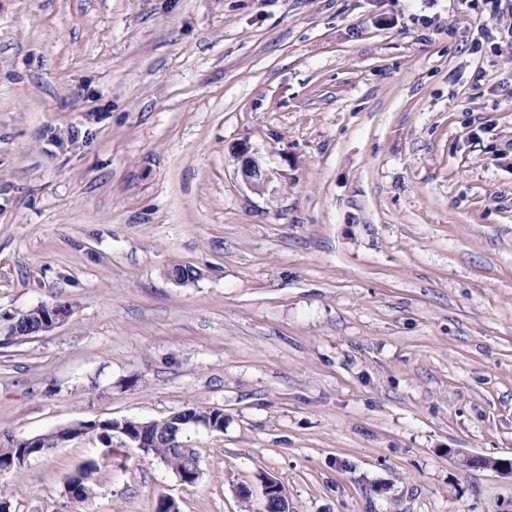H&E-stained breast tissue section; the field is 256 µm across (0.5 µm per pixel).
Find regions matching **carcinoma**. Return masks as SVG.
I'll use <instances>...</instances> for the list:
<instances>
[{"mask_svg":"<svg viewBox=\"0 0 512 512\" xmlns=\"http://www.w3.org/2000/svg\"><path fill=\"white\" fill-rule=\"evenodd\" d=\"M59 312L69 315L71 314V306L62 303L41 305L21 314L14 318V323L17 324V334L10 335L9 340L23 341L27 339V335L39 330L42 317H48ZM191 421L211 423L222 427L224 426V412L216 409L199 410L194 407H186L183 409V413L175 416L171 423L163 427L157 422L137 419L132 420L131 423L127 424V427L130 428L135 424L138 426L139 431L155 441L154 447L146 449V453L159 459L178 476L183 477L190 470L191 460L196 458V455L188 449L182 451L170 446L166 434L176 429L178 430L177 438H183ZM122 425L124 424L121 420L114 422L110 419H104L91 422L90 428L91 433L96 435L104 446L110 448L112 447V435L119 432V427ZM25 451H27V444L24 442L15 444L11 448H0V464L3 466L11 465ZM97 469L98 464L91 461L80 468L76 474L68 477V481H75L83 487L81 493L71 497L73 503L83 504L92 497L94 494L93 475Z\"/></svg>","mask_w":512,"mask_h":512,"instance_id":"cac0c4a2","label":"carcinoma"}]
</instances>
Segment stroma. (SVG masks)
<instances>
[{
  "instance_id": "1",
  "label": "stroma",
  "mask_w": 512,
  "mask_h": 512,
  "mask_svg": "<svg viewBox=\"0 0 512 512\" xmlns=\"http://www.w3.org/2000/svg\"><path fill=\"white\" fill-rule=\"evenodd\" d=\"M487 0H0V435L112 439L85 512H512V42ZM248 143L268 178L249 187ZM193 266L194 281L169 276ZM73 314L20 344L11 317ZM75 440L0 473L73 512ZM183 410V413L175 416V418L171 421L170 424L165 425L164 427H160L158 422L152 421H141L137 419H124L130 420V423L126 425L127 428H132L134 431H141L145 434V436L149 437L151 440H155L154 448H151L150 439L145 438L142 435L133 436L130 434L122 433L125 437L132 443L134 446H129L131 448H137L138 450L144 452L145 454H150L153 457L159 459L161 462L166 464L169 468H171L178 476H180L181 481L187 484V481H184L182 478L185 476L189 470L196 471L199 473L197 468L199 466L195 464L191 469V459H195L198 462V458L193 451H190L186 448L185 452L182 453L180 448H183L182 442H180L187 430L192 424L185 422L183 423L180 419H189L191 421L205 422L211 423L213 425H219L220 428L223 429L224 426V412L216 409L211 410H199L194 407H186ZM112 418L90 421L91 431L89 434H94L101 441V443L109 448H112V435L118 433L121 435L119 427L123 425L124 420H113L115 424L112 425ZM87 423L88 425L90 424ZM132 423L137 424L138 429H136ZM188 426V427H187ZM180 429L177 433V438L180 441L172 440V446H169V439L166 437V434L173 429ZM180 447V448H174ZM143 448H146V451H143ZM200 473L196 476V481L198 480Z\"/></svg>"
}]
</instances>
